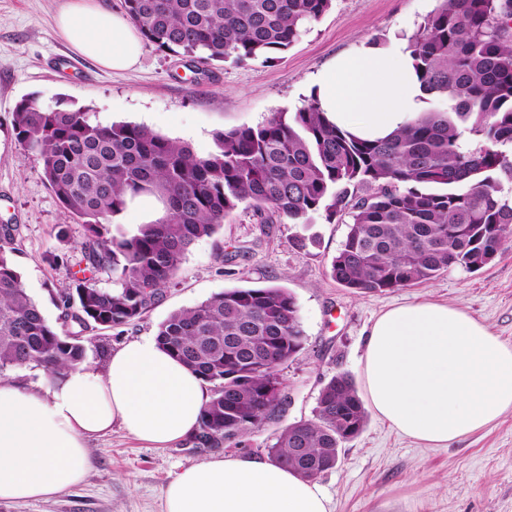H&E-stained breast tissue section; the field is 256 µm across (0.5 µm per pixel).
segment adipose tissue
Wrapping results in <instances>:
<instances>
[{
    "label": "adipose tissue",
    "instance_id": "1",
    "mask_svg": "<svg viewBox=\"0 0 512 512\" xmlns=\"http://www.w3.org/2000/svg\"><path fill=\"white\" fill-rule=\"evenodd\" d=\"M55 25L78 54L108 70L133 68L143 52L138 29L101 0H66ZM314 85L337 127L372 140L405 126L426 97L400 32L389 50L338 57ZM363 373L373 412L430 448L512 410V346L446 304L422 301L380 315ZM207 399L203 381L149 338L112 351L103 369L82 366L45 388L1 379L0 504L47 501L81 484L92 441L113 427L157 448L193 439ZM163 501L164 512H330L316 481L245 453L185 468Z\"/></svg>",
    "mask_w": 512,
    "mask_h": 512
}]
</instances>
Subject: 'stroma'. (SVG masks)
Segmentation results:
<instances>
[{"instance_id": "stroma-1", "label": "stroma", "mask_w": 512, "mask_h": 512, "mask_svg": "<svg viewBox=\"0 0 512 512\" xmlns=\"http://www.w3.org/2000/svg\"><path fill=\"white\" fill-rule=\"evenodd\" d=\"M63 0H0V225L14 224L12 262L27 292L54 324L64 320L62 293L85 266L83 228L59 203L41 163L16 140L12 113L31 98L44 107L88 109L101 124H141L205 156L214 136L256 126L311 99L314 77L342 52L387 47L398 29L416 32L438 0H333L331 9L272 62L202 67L144 43L139 64L116 72L76 54L56 32ZM348 227L319 219L265 228L240 209L221 231L198 240L157 305L134 324L84 330L85 362L100 368L119 344L155 337L173 311L232 288L277 284L295 297L303 349L279 376L291 396L282 422L264 424L238 447L186 441L151 448L120 428L91 445L82 484L48 502L0 504V512H163L162 489L212 453L267 456L283 424L313 415L334 375L364 392L365 342L387 309L429 300L451 305L512 345V247L475 271L453 268L430 282L393 292L356 293L328 274ZM303 248H296V238ZM331 512H512V410L484 430L445 448H427L369 414L343 444L335 469L318 476Z\"/></svg>"}]
</instances>
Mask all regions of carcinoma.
<instances>
[{
	"label": "carcinoma",
	"instance_id": "obj_1",
	"mask_svg": "<svg viewBox=\"0 0 512 512\" xmlns=\"http://www.w3.org/2000/svg\"><path fill=\"white\" fill-rule=\"evenodd\" d=\"M333 0H124L141 35L208 67L274 60ZM411 57L431 107L383 140L330 122L316 99L255 127L214 136L206 156L144 125H103L84 108L17 103L16 138L36 157L63 207L84 228L86 266L63 295L71 321L118 328L160 301L182 260L234 211L262 224L348 217L329 275L355 292L395 291L454 267L472 271L512 245V0H439L411 35ZM162 214L128 229L116 221L136 197ZM16 226H0V378L40 367L51 376L85 360L81 336L50 323L10 255ZM112 272L117 289L98 286ZM295 297L279 285L234 288L170 313L160 348L212 385L195 440L206 447L254 432L280 385L263 355L287 362L303 349ZM367 413L352 379L333 376L313 417L287 424L270 458L314 479Z\"/></svg>",
	"mask_w": 512,
	"mask_h": 512
}]
</instances>
